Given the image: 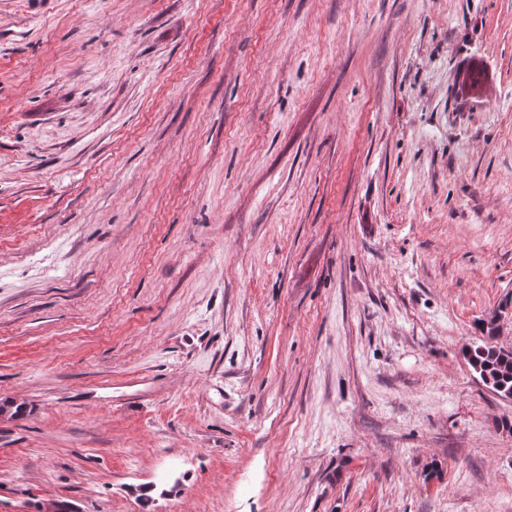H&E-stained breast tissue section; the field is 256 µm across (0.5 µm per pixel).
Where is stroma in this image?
<instances>
[{
    "mask_svg": "<svg viewBox=\"0 0 512 512\" xmlns=\"http://www.w3.org/2000/svg\"><path fill=\"white\" fill-rule=\"evenodd\" d=\"M510 298L512 0H0V512H512ZM496 331L493 319L484 321L486 340L465 347L463 353L483 383H488L500 396L511 399L512 351L493 344Z\"/></svg>",
    "mask_w": 512,
    "mask_h": 512,
    "instance_id": "1",
    "label": "stroma"
}]
</instances>
